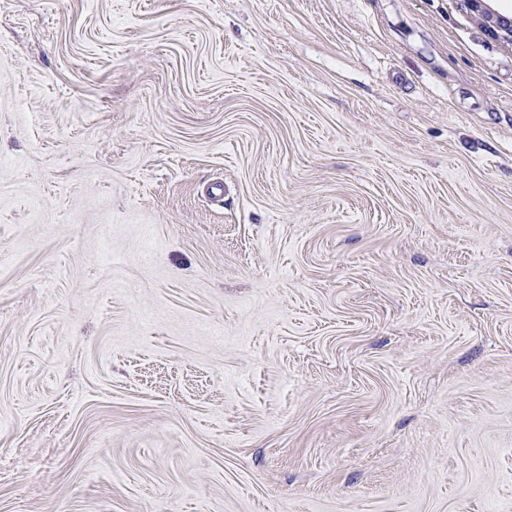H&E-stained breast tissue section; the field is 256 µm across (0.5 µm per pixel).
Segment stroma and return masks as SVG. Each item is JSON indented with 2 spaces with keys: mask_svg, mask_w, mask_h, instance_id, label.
I'll list each match as a JSON object with an SVG mask.
<instances>
[{
  "mask_svg": "<svg viewBox=\"0 0 512 512\" xmlns=\"http://www.w3.org/2000/svg\"><path fill=\"white\" fill-rule=\"evenodd\" d=\"M0 512H512V44L0 0Z\"/></svg>",
  "mask_w": 512,
  "mask_h": 512,
  "instance_id": "obj_1",
  "label": "stroma"
}]
</instances>
